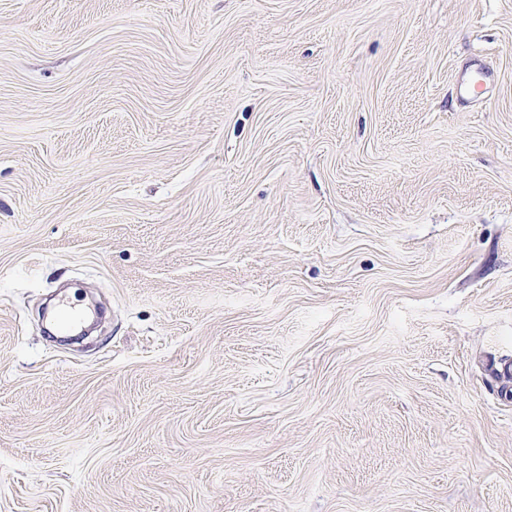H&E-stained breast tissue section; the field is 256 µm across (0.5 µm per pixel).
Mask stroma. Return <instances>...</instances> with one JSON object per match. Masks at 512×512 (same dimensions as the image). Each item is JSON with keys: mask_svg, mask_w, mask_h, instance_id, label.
<instances>
[{"mask_svg": "<svg viewBox=\"0 0 512 512\" xmlns=\"http://www.w3.org/2000/svg\"><path fill=\"white\" fill-rule=\"evenodd\" d=\"M507 365L512 0H0V512H512Z\"/></svg>", "mask_w": 512, "mask_h": 512, "instance_id": "stroma-1", "label": "stroma"}]
</instances>
